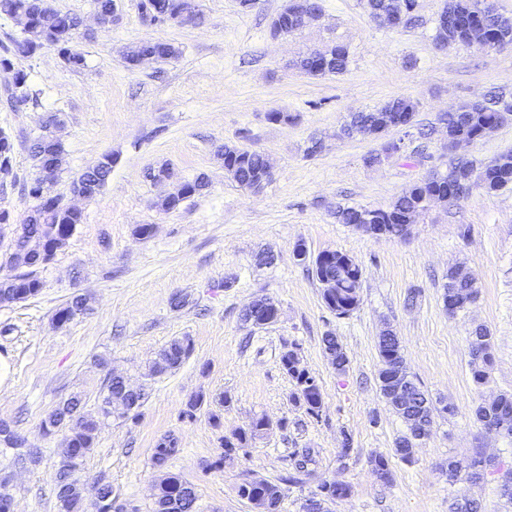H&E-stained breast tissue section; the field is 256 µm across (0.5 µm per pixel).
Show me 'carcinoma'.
I'll use <instances>...</instances> for the list:
<instances>
[{"mask_svg": "<svg viewBox=\"0 0 512 512\" xmlns=\"http://www.w3.org/2000/svg\"><path fill=\"white\" fill-rule=\"evenodd\" d=\"M400 5L404 12L413 15L416 0H367L366 7L369 14H378L389 10L395 5ZM186 5L184 0H140V15L152 17H165L172 19L177 17ZM475 0H446L448 8V31L441 27H435L434 42L456 37L464 40L466 25L475 19ZM24 14L31 20L28 30L22 32V37L14 40L13 48H6L0 54V69L8 68L13 72L12 96L24 107L36 104L37 98L30 88L28 75L14 66V57H31L44 49L54 48L58 51L63 61L72 68H81L85 64L84 56L74 49V43L80 36L81 18L74 14L61 13L52 7L51 0H0V16L12 18ZM485 36L492 49L501 50L512 47V18L503 15L494 17H481ZM178 49L162 40H147L134 50L126 54V63L133 67L138 57L149 55L155 59H169L176 56ZM349 64V50L342 44H335L325 49L321 56L311 53L300 59V69L311 76L327 74H341L347 70ZM392 112L396 117H415L416 105L406 98H393L379 107L369 111L353 112L346 121L345 134L350 136L364 129H381L384 125V113ZM512 113V98L507 99L502 95L492 96L474 103V107L466 108L462 112H456L447 119L448 129L468 136L478 134L480 128L487 124L497 123L501 120V113ZM41 133L35 137V141L29 145V151L35 161V167H41L44 156L42 155V143L54 153L63 152L62 143L54 140L53 127L41 124ZM218 156L224 159V170L240 186L249 188L260 176L265 174L269 162L265 155L257 151L241 149L235 145L226 144L218 152ZM14 144L5 134L0 136V164L5 163L8 169L0 167V172L13 174ZM498 164L488 165L481 169L471 167L474 189L485 193L497 192L512 185V151L503 153L496 158ZM112 173V155L106 154L97 161V165L88 166L76 179L72 181V189H81L87 198L98 196L104 188ZM454 175V163H449L448 172L444 175L429 176L417 183L410 192L398 198L389 208H376L374 223L389 226V236H401V224L403 219L423 214L425 198L433 193H448L454 188L451 179ZM187 193L181 197L165 200L167 209H174L184 200L195 195L202 194L208 186L205 177L198 176L192 181L186 182ZM27 195L34 201L28 209L21 224V230L34 234L41 224H80L82 213L77 210L65 208L58 195L52 189H43L36 180H31L27 185ZM345 255L336 250L324 257H316L312 263H306L304 259L296 260L303 266H311V273L318 277L329 275L336 279V288L330 293L323 294L326 306L338 316H346L354 311L360 302L361 281L357 271L341 264ZM43 260L33 255L23 267L27 271L13 275L10 281H0V292L5 288L22 291L24 298L37 295L42 288V282L35 275V268L42 265ZM448 282L444 284L443 297L453 300L456 297H466L475 301L479 296L477 281L463 279L457 276L456 270H448ZM87 310L86 299L77 295L67 301L65 306L56 312L57 319L66 323L74 316ZM322 348L334 349L336 360L330 365L339 373H344L349 367L350 361L343 344L337 336L327 332L321 339ZM298 345L290 344V348L282 352L280 366L294 383L295 391L292 394L294 402L305 408L308 415L318 418L324 408V397L321 388L317 384H309L305 367L294 359V353ZM469 367L475 384H484L489 376V369L494 361L493 340L490 330L479 325L470 333L468 339ZM378 351L381 363L391 365V374L378 372V389L382 398L391 409L402 419L406 426V432L394 442V455L404 462L411 461L408 448L420 437H426L434 423V412L453 413V407L442 406L436 408L432 399L422 389L409 371L404 350L395 332L389 331L378 338ZM192 352V343L188 338L174 339L159 353L155 362L158 372H166L179 368ZM398 378L404 383V393L401 401L391 399V378ZM133 385L123 379L108 378L100 391L98 398L97 414L92 416L83 412L82 399L78 395L69 397L60 402L55 409L42 422L46 432L51 433L59 428L68 426L73 420L80 421L82 431L67 441V447L73 449L68 455L71 469L59 465L53 474V482L56 490L59 512H81V498L73 491L72 485L77 475L81 474L82 465L86 457L94 448L98 433L103 421L112 417V401L122 399L131 406L129 412L133 416L139 415V409L143 407L146 397L137 392H132ZM205 396L195 394L185 403L180 416L189 421L197 417V412L204 405ZM476 421L486 427L490 423L501 425L506 430V435L512 436V394H501L489 402H482L474 410ZM269 420L265 416L253 419L251 426L239 430L224 437V458L230 459L236 454L237 449L249 447V443L259 437L261 431L267 429ZM180 452L178 438L173 434H167L160 438L153 448L152 459L158 465L176 456ZM369 464L375 476L383 484H389L393 480L392 470L386 457L379 455L370 458ZM171 480L170 488L163 491L161 496L154 500L153 512H195L197 495L194 485L177 474L168 476ZM240 489L249 492V496L267 497L272 509L270 512H280L279 507L282 493L279 485L266 481L260 486L240 485ZM349 485L336 481L323 480L312 491L308 500H323L325 498H342L349 494Z\"/></svg>", "mask_w": 512, "mask_h": 512, "instance_id": "obj_1", "label": "carcinoma"}]
</instances>
